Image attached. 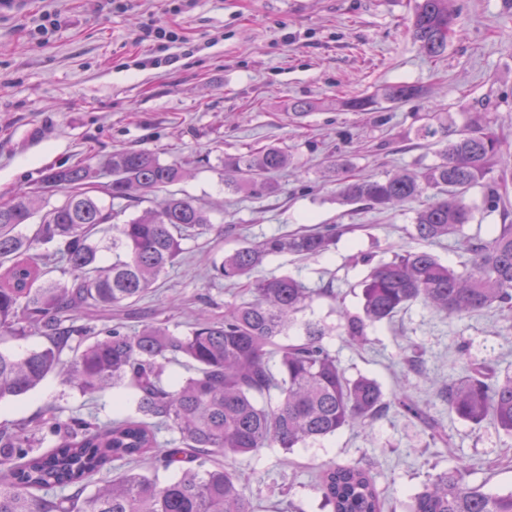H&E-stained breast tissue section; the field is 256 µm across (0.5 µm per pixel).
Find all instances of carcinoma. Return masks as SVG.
Masks as SVG:
<instances>
[{
  "label": "carcinoma",
  "instance_id": "cac0c4a2",
  "mask_svg": "<svg viewBox=\"0 0 512 512\" xmlns=\"http://www.w3.org/2000/svg\"><path fill=\"white\" fill-rule=\"evenodd\" d=\"M454 0H417L412 34L426 56H441L456 33ZM421 89L408 83L380 95L352 96L344 105L369 112L380 102H410ZM440 136L439 162L423 176L411 172L385 179L343 176L339 194L348 203L385 210L413 203L425 188L433 202L415 210L414 237L435 241L461 232L473 218L468 191L486 177L512 145L474 124ZM288 166V154L266 146L224 158V187L231 193L264 195L275 189L270 175ZM110 180L98 185L84 162L47 170L39 186L0 203V344L40 336L47 344L16 355L0 350V402L21 398L52 374L93 399L121 385L135 392L134 406L101 422L93 414L64 419L48 407L42 426L58 436L55 447L36 454L27 426L0 429V512H254L237 471L227 458L255 456L265 448L291 450L351 427L370 425L390 407L420 419L435 440L439 423L409 402L403 391L386 397L369 377L350 379L324 343L328 330L298 314L312 291L289 275L251 277L263 261L288 253L312 258L331 250L344 229L323 224L272 235L224 255L216 276L243 282L249 298L224 316L198 319L175 334L155 323L132 333L112 321V309L139 302L167 274L183 241L203 234L212 220L196 200L174 186L185 172L153 152L123 149L101 165ZM505 185H485V202L502 209V224L487 240L463 241L466 259L444 264L424 249L397 253L374 267L362 282L363 315L345 316L353 341L367 325L386 321L421 300L438 312L463 316L496 307L512 311V223ZM163 194L156 204L119 224L125 201L135 207ZM62 195L57 204L49 199ZM28 227L30 232L22 231ZM112 251V262L100 253ZM65 262L72 280H53ZM98 310L101 325L82 321ZM171 364L188 376L164 378ZM458 418L512 434V376L495 379L470 368L448 375L441 392ZM174 437L162 443L159 434ZM154 459V470H143ZM114 461L123 470L99 481ZM176 477L160 480L158 471ZM461 464L437 473L415 494L407 512H512V492L490 493L464 482ZM317 489L329 512H382L371 469L358 462L330 463Z\"/></svg>",
  "mask_w": 512,
  "mask_h": 512
}]
</instances>
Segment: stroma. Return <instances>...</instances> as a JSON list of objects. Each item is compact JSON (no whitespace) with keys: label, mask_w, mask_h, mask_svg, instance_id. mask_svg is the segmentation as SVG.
<instances>
[{"label":"stroma","mask_w":512,"mask_h":512,"mask_svg":"<svg viewBox=\"0 0 512 512\" xmlns=\"http://www.w3.org/2000/svg\"><path fill=\"white\" fill-rule=\"evenodd\" d=\"M413 3L128 0L117 11L110 0H14L0 9V202L33 188L47 168L135 148L181 163V190L211 215L210 230L183 241L153 292L121 313L128 329L159 323L180 333L198 317L223 315L243 295L214 277L211 264L244 244L317 224L346 227L328 253L272 257L257 273H287L317 289L303 316L328 328L324 342L347 376L372 378L387 394L406 388L448 441H433L393 408L364 428L232 459L258 512H323L314 474L331 462L372 466L384 512H404L411 496L460 460L468 485L512 489V435L457 418L439 397L454 367L475 362L512 375V311L457 318L416 301L368 327L365 346L351 344L344 329V313L361 311L370 264L423 248L455 267L465 258L464 238H489L501 222L480 185L465 197L473 219L462 235L433 243L414 238L413 206L379 211L338 197L335 162L358 177L426 173L440 148L420 135L428 123L459 130L478 122L512 142V9L503 0H461L459 32L433 62L412 36ZM48 12L55 26L42 35ZM149 25L180 39H146ZM399 82L422 87L424 96L371 112L342 104ZM297 102L311 105L298 118ZM270 145L288 154L276 190L258 198L225 192V156ZM132 396L120 388L92 402L53 375L0 403V428L37 424L50 403L69 416L95 411L104 419Z\"/></svg>","instance_id":"35a3bbf8"}]
</instances>
